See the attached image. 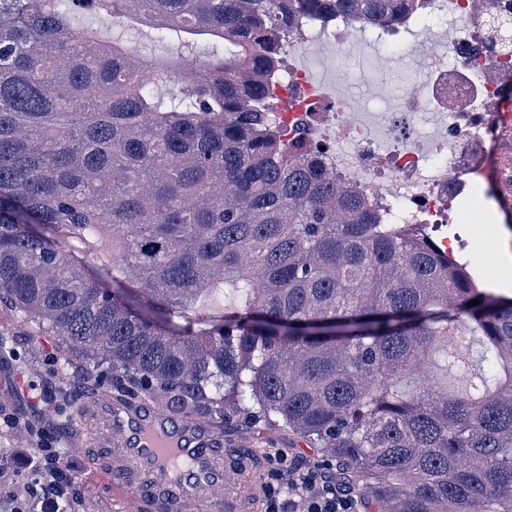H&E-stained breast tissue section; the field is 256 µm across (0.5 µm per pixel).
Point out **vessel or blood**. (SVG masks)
Here are the masks:
<instances>
[{"instance_id": "b4317fda", "label": "vessel or blood", "mask_w": 512, "mask_h": 512, "mask_svg": "<svg viewBox=\"0 0 512 512\" xmlns=\"http://www.w3.org/2000/svg\"><path fill=\"white\" fill-rule=\"evenodd\" d=\"M78 422L93 434L94 467L109 475L132 512H184L239 480L240 462L221 449V431L197 420L100 392L79 408Z\"/></svg>"}]
</instances>
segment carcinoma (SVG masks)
I'll return each instance as SVG.
<instances>
[{
    "label": "carcinoma",
    "mask_w": 512,
    "mask_h": 512,
    "mask_svg": "<svg viewBox=\"0 0 512 512\" xmlns=\"http://www.w3.org/2000/svg\"><path fill=\"white\" fill-rule=\"evenodd\" d=\"M424 2L0 0V305L124 396L327 449L374 512H512V297L379 223L270 117L305 18L397 33ZM81 6L183 52L137 56ZM486 27L512 45L511 19ZM202 36L228 50L193 69ZM223 289L237 307L194 329ZM76 21H78V26H91L97 28L100 33L105 37L112 38L118 35L120 32H123L124 29H128L127 23H120L118 21L114 23L105 22L104 24L100 21L98 14H96L92 10L80 11L77 13Z\"/></svg>",
    "instance_id": "1"
}]
</instances>
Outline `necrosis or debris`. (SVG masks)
Returning a JSON list of instances; mask_svg holds the SVG:
<instances>
[{
	"label": "necrosis or debris",
	"instance_id": "1",
	"mask_svg": "<svg viewBox=\"0 0 512 512\" xmlns=\"http://www.w3.org/2000/svg\"><path fill=\"white\" fill-rule=\"evenodd\" d=\"M512 16V0H428L411 26L451 20L448 57L432 61L421 79L384 112L387 147L354 120L344 103L327 107L325 88L302 69L283 68L272 90L287 100L274 119L285 144L302 140L321 152L346 186L369 196L385 224H413L424 233L450 223L453 203L470 178H483L504 219L512 218V48L483 47L487 10ZM435 111L438 132L422 145L413 119ZM349 151H340L341 143Z\"/></svg>",
	"mask_w": 512,
	"mask_h": 512
}]
</instances>
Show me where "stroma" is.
Wrapping results in <instances>:
<instances>
[{
	"mask_svg": "<svg viewBox=\"0 0 512 512\" xmlns=\"http://www.w3.org/2000/svg\"><path fill=\"white\" fill-rule=\"evenodd\" d=\"M348 42V48L339 52L313 40L296 48L290 61L308 69L334 96L376 112L420 78L430 55L447 52L448 30L435 28L422 46L412 43L405 31L391 45L359 32L352 33ZM457 209L482 213L483 221L449 226V237L461 243L455 257L467 264L479 283H496L499 272L492 256L499 237H506L512 249V223L503 226L492 218L479 185L459 201ZM111 387L110 374H89L81 360L68 354L59 337L36 333L15 313L0 307V415L19 419L15 425H0V470L9 476L7 482L0 483V499L24 494L31 475L17 452L35 447V430L46 428L54 432L64 450L62 465L82 474L79 493L85 512H126L125 503L113 497L111 483L90 468L85 437L75 415L86 395ZM223 435L225 442L253 449L262 458L271 448L284 449L306 465L327 458L323 449L262 422H235Z\"/></svg>",
	"mask_w": 512,
	"mask_h": 512,
	"instance_id": "stroma-1",
	"label": "stroma"
}]
</instances>
